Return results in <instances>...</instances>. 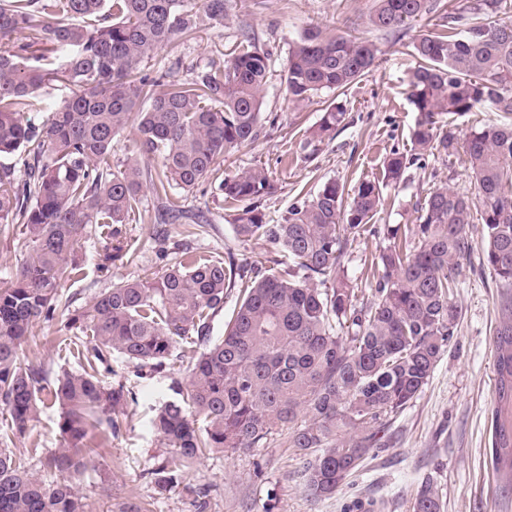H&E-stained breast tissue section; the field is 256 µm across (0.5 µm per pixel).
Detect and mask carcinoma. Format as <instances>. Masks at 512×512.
<instances>
[{"mask_svg":"<svg viewBox=\"0 0 512 512\" xmlns=\"http://www.w3.org/2000/svg\"><path fill=\"white\" fill-rule=\"evenodd\" d=\"M228 0H0V157L26 153L24 177L0 166V224H22L29 251L16 277L0 285V410L23 436L49 400L60 408L59 448L47 478L0 448V512H88L80 487L95 449L116 430L112 411L134 399L124 384L101 378L98 365L116 353L138 371L165 368L189 352L194 360L177 398L152 421L167 448L155 470L159 490L181 482L182 469L211 452L266 447L288 427V445L303 462L316 497L336 495L370 452L387 447L390 420L428 383L462 318L454 288L475 249L499 293L493 330L496 397L491 409V464L503 498H512V20L498 18L506 0H473L445 10L441 0H375L372 27L399 32L435 13L441 24L412 42L415 67L409 100L419 118L414 149L441 161L463 149L475 195L446 185L416 204L410 235L385 224L373 229L381 250L374 302L344 275L348 246L382 205V186H398L408 155L384 161L382 182L353 194L335 179L298 194L275 223L263 203L278 186L259 168L220 176L232 150L255 142L270 54L248 41L190 81L142 73L154 50L196 28L198 11L224 21ZM27 32L18 49L13 35ZM377 46L352 34L305 31L281 74L288 100L337 93L364 76ZM58 81L71 95L36 126L24 118L31 99ZM489 109L499 119L476 122L463 142L445 128L446 115ZM346 108L330 102L300 150L336 136ZM133 125L135 149L112 165L118 137ZM215 178L234 207L233 230L288 257L285 270L237 274L228 262L186 253L159 276L121 281L70 310L60 293L65 273L97 225L105 259L127 251L120 230L139 209L143 189L156 219L185 217L177 191ZM481 224L475 242V224ZM240 296L212 341L213 317L236 287ZM67 311L66 329L90 349L81 370L47 378L21 359L40 321ZM413 512H442L431 479L414 497Z\"/></svg>","mask_w":512,"mask_h":512,"instance_id":"cac0c4a2","label":"carcinoma"}]
</instances>
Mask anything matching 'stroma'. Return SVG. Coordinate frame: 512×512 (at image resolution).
<instances>
[{
    "mask_svg": "<svg viewBox=\"0 0 512 512\" xmlns=\"http://www.w3.org/2000/svg\"><path fill=\"white\" fill-rule=\"evenodd\" d=\"M373 7L374 0H230L222 23L199 17L190 38L153 51L144 71L157 77L172 68L177 78L188 80L198 68L227 59L247 39L270 52L273 77L265 91L266 119L257 140L232 152L224 169L260 167L273 176L279 190L264 208L275 219L301 189L316 188L330 178L355 189L361 182L381 179L383 161L392 151L413 150L410 130L418 114L408 100L414 62L406 44L433 29L438 18L431 14L412 22L398 39L369 26ZM312 27L373 41L379 62L346 90L345 121L335 138L319 143L308 158L299 143L319 121L323 103L318 98L300 106L289 102L279 75L292 42ZM444 184L467 196L474 192L461 156L445 163L421 156L406 170L400 188L384 189L385 202L376 223L409 230L417 202ZM184 198L189 219L159 224L153 197L144 193L139 213L121 227L123 242L132 253L129 260L101 261L99 241L89 237L81 251V274L64 276L60 285L72 308L84 307L114 283L164 271L185 249L220 260L231 255L252 268L272 267L275 254L263 242L237 239L232 210L214 180L201 182ZM195 215L206 220L204 230L192 223ZM384 246L383 238L366 232L348 249L345 272L359 287L361 302L372 299L373 260ZM27 253L23 225L0 224V282L15 276ZM458 282L455 301L462 318L447 353L428 384L390 422L388 447L366 459L349 484L329 499L306 491L299 460L281 435L265 448L212 454L186 469L176 489L160 492L153 472L165 448L151 419L155 408L172 397V383L187 382L193 361L182 358L170 369L141 378L133 366L113 357L107 381L122 382L136 400L115 412L118 431L81 480L92 512H120L130 502L142 504L145 512H194L193 492L201 487L209 490L206 512H356L360 502L373 503L376 512H412L417 489L429 476L437 483L443 512H507L490 464L497 290L475 257L464 263ZM65 322L61 311L52 321L36 324L23 347L24 362L52 373L77 368ZM59 420V407L45 404L31 431L15 437L8 415L0 412V448L28 456L33 468H41L42 456H29L28 451L40 448L48 453L57 448Z\"/></svg>",
    "mask_w": 512,
    "mask_h": 512,
    "instance_id": "stroma-1",
    "label": "stroma"
}]
</instances>
